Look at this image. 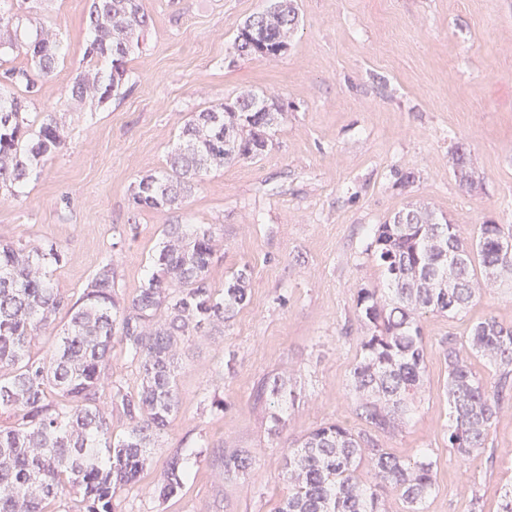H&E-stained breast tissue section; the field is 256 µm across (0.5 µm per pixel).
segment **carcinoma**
Here are the masks:
<instances>
[{
	"label": "carcinoma",
	"instance_id": "obj_1",
	"mask_svg": "<svg viewBox=\"0 0 512 512\" xmlns=\"http://www.w3.org/2000/svg\"><path fill=\"white\" fill-rule=\"evenodd\" d=\"M0 66L11 55L25 67L0 72V196L19 198L34 165L66 143L57 110L31 116L37 80L54 76L60 38L44 28L26 40L13 29L18 12L37 13L45 0H0ZM264 35L246 49L247 27L233 49L240 57H277L297 29L295 0L265 4ZM150 24L145 0H92L88 68L74 80L62 107L103 104L128 82L127 62ZM282 118L274 98L247 91L195 113L182 127L166 167L140 177L133 203L141 209H176L211 168L254 159L268 146ZM215 224H168L136 293L118 297L112 263L103 264L74 301L54 285L50 265L62 250L30 240L0 243V512H47L70 488L79 494L66 512H122L118 489L136 484L179 412V361L196 336L224 326L250 300L248 266L224 285H210ZM512 229L481 224L475 235L424 204L397 212L372 229L367 252L382 269L388 293L358 291L360 317L370 334L351 372L352 408L367 428L354 432L325 423L286 459L288 494L275 512H386L383 491L397 493L406 512H424L435 486V463L425 449L404 460L380 444L411 412L426 379L419 321L429 313L468 311L477 295L512 282ZM47 360L32 355L34 341L55 333ZM120 343L138 366L129 390L107 385V364ZM448 365V447L464 458L487 445L497 416L512 400V325L494 317L474 323L466 345L440 344ZM481 358L498 379L487 386L472 367ZM127 421L119 436L112 413ZM249 466L247 455L224 454V472ZM183 488L181 459L169 461L159 495Z\"/></svg>",
	"mask_w": 512,
	"mask_h": 512
}]
</instances>
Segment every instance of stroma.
I'll return each mask as SVG.
<instances>
[{"mask_svg": "<svg viewBox=\"0 0 512 512\" xmlns=\"http://www.w3.org/2000/svg\"><path fill=\"white\" fill-rule=\"evenodd\" d=\"M264 0H146L151 22L129 58L122 95L62 112L68 147L38 167L22 200L0 198V242L34 239L61 248L52 267L80 297L102 263L132 296L168 224H215L223 247L213 287L241 266L250 302L223 334L195 339L177 376L179 413L141 480L120 492L124 512H274L286 494L289 450L328 422L364 423L351 409L350 372L368 329L359 289L379 288L368 233L407 205L425 203L465 235L492 222L512 228V0H297L300 23L287 51L234 55L239 27ZM89 0H44L35 26L65 45L57 74L33 109L64 100L84 66ZM253 90L279 98L285 116L254 160L214 168L182 208L140 210L135 182L162 170L195 112ZM465 147L474 183L455 174ZM136 235L113 247L112 227ZM512 325V287L476 299L468 313L420 321L427 376L412 414L381 438L409 458L436 463L427 512H496L512 483V403L485 452L459 458L448 446V368L440 342H465L477 319ZM281 378L284 408L262 389ZM223 398L210 405L208 393ZM279 422H272V415ZM247 452L245 471L225 474L224 454ZM180 454L181 493L158 503L155 488Z\"/></svg>", "mask_w": 512, "mask_h": 512, "instance_id": "1", "label": "stroma"}]
</instances>
